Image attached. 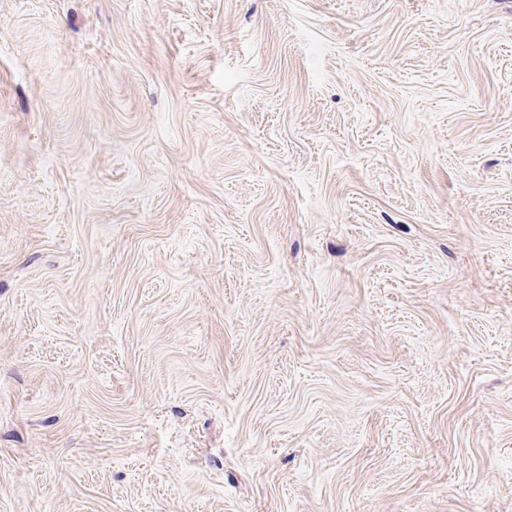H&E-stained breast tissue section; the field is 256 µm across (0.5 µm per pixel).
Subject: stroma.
<instances>
[{
	"instance_id": "stroma-1",
	"label": "stroma",
	"mask_w": 512,
	"mask_h": 512,
	"mask_svg": "<svg viewBox=\"0 0 512 512\" xmlns=\"http://www.w3.org/2000/svg\"><path fill=\"white\" fill-rule=\"evenodd\" d=\"M0 512H512V0H0Z\"/></svg>"
}]
</instances>
